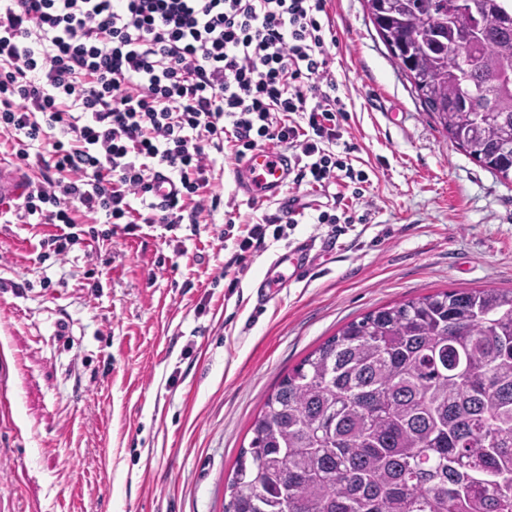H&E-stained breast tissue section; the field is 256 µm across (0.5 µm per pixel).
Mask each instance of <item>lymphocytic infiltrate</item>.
I'll use <instances>...</instances> for the list:
<instances>
[{
  "label": "lymphocytic infiltrate",
  "mask_w": 512,
  "mask_h": 512,
  "mask_svg": "<svg viewBox=\"0 0 512 512\" xmlns=\"http://www.w3.org/2000/svg\"><path fill=\"white\" fill-rule=\"evenodd\" d=\"M326 0H0V139L34 164L1 224H50L57 257L83 217L126 235L199 223L212 152L291 150L295 186L351 177ZM167 186H160V173Z\"/></svg>",
  "instance_id": "obj_1"
}]
</instances>
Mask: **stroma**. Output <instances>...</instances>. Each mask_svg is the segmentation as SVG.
I'll list each match as a JSON object with an SVG mask.
<instances>
[{
    "instance_id": "obj_1",
    "label": "stroma",
    "mask_w": 512,
    "mask_h": 512,
    "mask_svg": "<svg viewBox=\"0 0 512 512\" xmlns=\"http://www.w3.org/2000/svg\"><path fill=\"white\" fill-rule=\"evenodd\" d=\"M347 114L332 150L369 184L332 231L306 210L226 263L248 225L232 148L209 193L235 200L199 225L94 224L64 259L49 224L0 229V512H224L265 397L309 352L369 311L452 289L512 290V180L466 154L426 112L365 0H327ZM311 241L315 269L258 300L273 261Z\"/></svg>"
}]
</instances>
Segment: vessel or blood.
Here are the masks:
<instances>
[{"mask_svg": "<svg viewBox=\"0 0 512 512\" xmlns=\"http://www.w3.org/2000/svg\"><path fill=\"white\" fill-rule=\"evenodd\" d=\"M292 170V160L287 153L261 149L253 152L240 168L239 184L249 195L260 200L278 201L283 211L292 205L284 198V188Z\"/></svg>", "mask_w": 512, "mask_h": 512, "instance_id": "vessel-or-blood-1", "label": "vessel or blood"}]
</instances>
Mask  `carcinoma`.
I'll list each match as a JSON object with an SVG mask.
<instances>
[{"label": "carcinoma", "mask_w": 512, "mask_h": 512, "mask_svg": "<svg viewBox=\"0 0 512 512\" xmlns=\"http://www.w3.org/2000/svg\"><path fill=\"white\" fill-rule=\"evenodd\" d=\"M427 112L512 176V0H366ZM224 512H512V291L380 307L284 375Z\"/></svg>", "instance_id": "carcinoma-1"}]
</instances>
